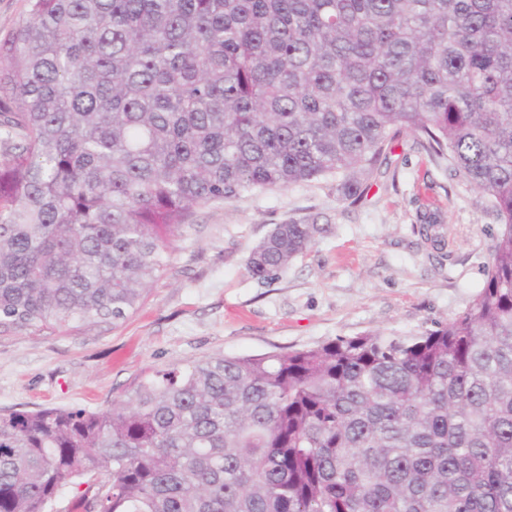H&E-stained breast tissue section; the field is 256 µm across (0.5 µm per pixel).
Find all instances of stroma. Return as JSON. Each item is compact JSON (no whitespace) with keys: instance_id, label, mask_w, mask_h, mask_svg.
<instances>
[{"instance_id":"stroma-1","label":"stroma","mask_w":512,"mask_h":512,"mask_svg":"<svg viewBox=\"0 0 512 512\" xmlns=\"http://www.w3.org/2000/svg\"><path fill=\"white\" fill-rule=\"evenodd\" d=\"M346 200L338 177L257 189L192 207L171 235L165 273L121 325L0 334V414L102 411L146 374L218 356L289 352L367 332L445 323L481 290L499 221L407 130ZM436 213L443 250L418 233ZM331 225L277 279L251 277V250L276 224Z\"/></svg>"}]
</instances>
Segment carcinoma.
I'll use <instances>...</instances> for the list:
<instances>
[{
    "mask_svg": "<svg viewBox=\"0 0 512 512\" xmlns=\"http://www.w3.org/2000/svg\"><path fill=\"white\" fill-rule=\"evenodd\" d=\"M0 62V333L124 322L193 206L332 174L357 197L401 129L501 224L431 329L1 414L0 512H512V0H28ZM330 231L276 224L247 270Z\"/></svg>",
    "mask_w": 512,
    "mask_h": 512,
    "instance_id": "obj_1",
    "label": "carcinoma"
}]
</instances>
